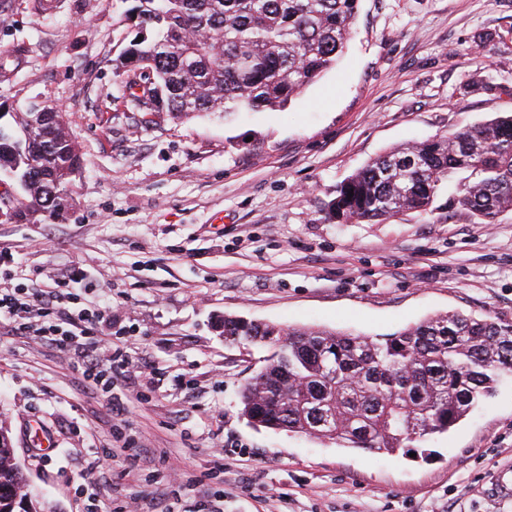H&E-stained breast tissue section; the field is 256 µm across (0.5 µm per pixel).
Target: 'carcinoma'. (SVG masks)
<instances>
[{
  "instance_id": "carcinoma-1",
  "label": "carcinoma",
  "mask_w": 512,
  "mask_h": 512,
  "mask_svg": "<svg viewBox=\"0 0 512 512\" xmlns=\"http://www.w3.org/2000/svg\"><path fill=\"white\" fill-rule=\"evenodd\" d=\"M135 37L120 55L131 112H262L282 108L344 54L360 0H131ZM142 41H137V38ZM36 136L0 126V159L32 189L8 207L10 221L42 224L71 208L81 160L63 113L46 107ZM464 174L449 201L496 224L512 211V114L445 138L378 156L336 186L330 215L373 223L426 212L448 177ZM353 197H348V193ZM224 340L274 347L241 393L256 426L325 438L369 452L414 448L456 425L497 384L512 378V321L447 312L385 338L224 318ZM23 480L0 432V512H42L11 496Z\"/></svg>"
}]
</instances>
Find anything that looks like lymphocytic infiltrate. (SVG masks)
I'll list each match as a JSON object with an SVG mask.
<instances>
[{
	"label": "lymphocytic infiltrate",
	"instance_id": "1",
	"mask_svg": "<svg viewBox=\"0 0 512 512\" xmlns=\"http://www.w3.org/2000/svg\"><path fill=\"white\" fill-rule=\"evenodd\" d=\"M21 336L35 334L70 354L73 370L81 373L88 389L106 395L116 405L119 378L141 372L147 364L133 360L106 339L102 313L80 306L66 278L46 289L0 287V320Z\"/></svg>",
	"mask_w": 512,
	"mask_h": 512
}]
</instances>
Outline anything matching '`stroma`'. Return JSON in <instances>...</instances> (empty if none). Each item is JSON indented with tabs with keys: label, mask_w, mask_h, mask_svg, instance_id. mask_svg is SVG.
I'll return each mask as SVG.
<instances>
[{
	"label": "stroma",
	"mask_w": 512,
	"mask_h": 512,
	"mask_svg": "<svg viewBox=\"0 0 512 512\" xmlns=\"http://www.w3.org/2000/svg\"><path fill=\"white\" fill-rule=\"evenodd\" d=\"M126 8L59 0L41 15L7 0L0 13V125L34 100L60 107L82 159L65 218L0 221L14 255L0 284L78 281L81 304L111 306L152 366L118 380L112 416L66 354L0 323V426L44 512H128L138 497L171 512H512L496 493L512 472V380L415 452L370 453L250 425L240 392L271 350L222 334L228 316L378 338L448 311L512 321V212L486 226L444 191L381 222L328 209L385 151L512 113V0H361L338 65L285 107L148 123L115 73ZM165 454L191 486L172 483Z\"/></svg>",
	"instance_id": "stroma-1"
}]
</instances>
